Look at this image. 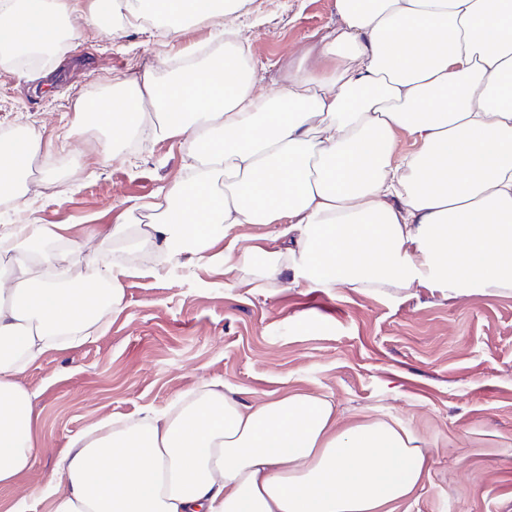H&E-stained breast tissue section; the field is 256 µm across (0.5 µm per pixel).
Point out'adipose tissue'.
Returning <instances> with one entry per match:
<instances>
[{"label": "adipose tissue", "instance_id": "1", "mask_svg": "<svg viewBox=\"0 0 512 512\" xmlns=\"http://www.w3.org/2000/svg\"><path fill=\"white\" fill-rule=\"evenodd\" d=\"M245 0H0V44L62 52L74 18L103 30L159 10L169 32L223 23ZM340 18L275 95L257 92L242 47L168 78L155 68L88 101L110 137L105 158L145 135L186 142L188 175L160 190L150 221L119 225L129 252L152 246L358 291L429 282L450 296L512 293V0H336ZM415 150L395 158V135ZM34 130L0 137V196L32 200L19 174L42 152ZM268 226L240 260L213 245ZM89 243L57 224L0 235V487L32 463L34 397L15 380L53 346L102 332L124 290L112 264L59 288ZM426 474L425 451L396 422L343 423L335 403L286 393L246 403L212 383L137 420L100 422L42 488L52 512H392Z\"/></svg>", "mask_w": 512, "mask_h": 512}]
</instances>
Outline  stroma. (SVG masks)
<instances>
[{
    "instance_id": "stroma-1",
    "label": "stroma",
    "mask_w": 512,
    "mask_h": 512,
    "mask_svg": "<svg viewBox=\"0 0 512 512\" xmlns=\"http://www.w3.org/2000/svg\"><path fill=\"white\" fill-rule=\"evenodd\" d=\"M339 22L336 0H247L224 25L186 23L116 33L76 26L49 79L28 80L27 65L0 64V135L18 127L65 152L42 165L43 184L28 224H62L97 252L70 267L87 278L100 257L117 258L124 288L107 330L51 349L16 377L35 399L33 468L0 490V512L24 501L51 512L41 489L75 437L100 420H134L175 398L224 383L248 402L291 391L332 399L345 423L397 421L428 452L423 482L394 512H512V294L450 298L416 286L359 292L300 281L255 288L243 272L207 262H124L103 239L115 224H139L160 189L184 173L177 139L139 138L114 159L97 152L109 132L77 121L78 96L112 90V80L169 64L194 45H222L236 28L259 85L277 90L301 46Z\"/></svg>"
}]
</instances>
